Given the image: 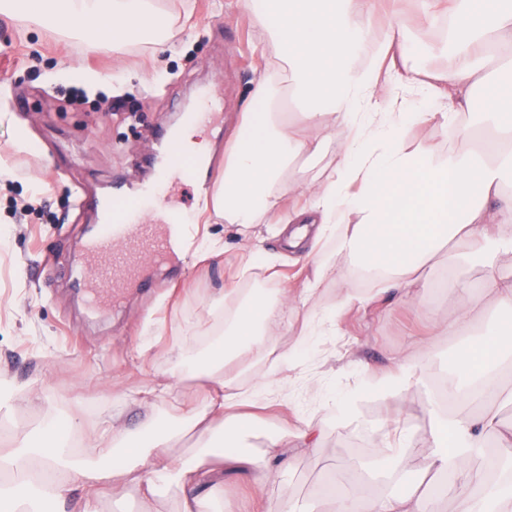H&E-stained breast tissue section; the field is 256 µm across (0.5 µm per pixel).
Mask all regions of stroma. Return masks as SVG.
Here are the masks:
<instances>
[{
    "mask_svg": "<svg viewBox=\"0 0 512 512\" xmlns=\"http://www.w3.org/2000/svg\"><path fill=\"white\" fill-rule=\"evenodd\" d=\"M160 6L177 17L192 14L189 23L173 24L165 52L143 41L92 49L35 26L23 36L15 20L0 15V112L11 113L34 144L17 149L12 128L0 127V156L11 169L0 178V391L8 397L7 420L25 431L40 428L47 415L63 429L79 423L80 434L88 435L106 422L131 430L148 413L173 420L202 408L211 382L192 366L223 336L240 302L258 289L299 290L307 283L308 262L296 260L281 237L265 234L260 224H224L208 206L198 210L201 223L181 271L170 276L143 267L151 287L130 285L118 303L88 313L84 290L69 270L96 217L74 209L73 195L82 190L106 196L118 176L130 182L153 178L142 161L158 150V131L175 127L198 88L211 81L223 88V108L218 127L204 136L211 181L220 183L224 142L238 133L244 104L272 51L238 0H161ZM389 25L413 39L426 68L447 70L443 22L424 18L421 0H400L398 13L374 20L371 40ZM83 68L100 72L106 83L83 85ZM210 237L221 240L223 252H207ZM451 248L448 242L440 248L427 280L382 294L352 257L337 255L335 240L324 242L318 254L336 258L340 274L322 282L317 307L332 308L349 295L369 302L348 312L339 333L309 339L305 311L289 307L287 326L271 325L264 348L243 354L248 369L237 381L248 385L283 364L288 352L299 353L292 388L256 410L262 435L255 445L270 436L279 444L266 459L264 480L252 467L206 459L209 478L200 495L222 496L224 512H266L285 496L318 510L329 474L378 492L364 467L399 420L412 428L399 453L405 479L413 481L433 449L426 413L430 385L411 388L400 399L367 392L357 402L358 425L346 427L306 388L324 383L351 392L363 368L381 377L414 354L430 356L432 374L449 369L462 338L448 334L446 323L474 303L492 301L480 285L486 272L481 260L449 266ZM252 252L273 258L274 272L262 268L238 277ZM160 382L170 384L169 393L143 402L144 391ZM314 420L322 427L315 447L281 434L282 426ZM181 498L173 486L146 508L128 489L104 494L96 508L179 512Z\"/></svg>",
    "mask_w": 512,
    "mask_h": 512,
    "instance_id": "stroma-1",
    "label": "stroma"
}]
</instances>
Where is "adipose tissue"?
I'll use <instances>...</instances> for the list:
<instances>
[{
  "mask_svg": "<svg viewBox=\"0 0 512 512\" xmlns=\"http://www.w3.org/2000/svg\"><path fill=\"white\" fill-rule=\"evenodd\" d=\"M238 2L274 52L271 74L250 93L240 134L224 144V181L213 201L218 218L228 224L274 225L294 250L336 238L339 252L384 282L404 281L428 269L444 241L512 252V203L501 201L505 188L512 187V79L494 78L485 70L494 55L512 63V0H422L427 17H448L453 65L437 73L417 63L413 43L393 27L384 32L371 62L361 63L368 42L365 19L380 0ZM0 15L83 34L92 44L167 40L157 0H0ZM402 90L420 95L424 110L406 111L398 96ZM285 100L301 104L302 121L276 111ZM463 111L479 115L486 146L476 145L472 134L442 156L428 144H407V126L437 119L454 130ZM335 138L343 146L331 173L296 187L294 161L318 157ZM341 224L346 227L342 233L337 230ZM336 272L333 264L313 263L308 286L298 296L310 334L336 330L347 309L365 303L351 295L336 308H317V288ZM485 284L494 296L495 316L454 358L458 409L433 406L428 411L434 445L429 467L441 482L405 494L397 450L388 444L380 455L389 490L375 497L357 488L324 490L336 512H440L448 474L457 476L466 491L459 512H479L485 499L492 502L491 512H512V477L506 487L494 488L472 463L486 438L496 433L512 462V432L501 434L499 418L500 405L512 403V393L494 386L495 376L512 360V270L489 268ZM278 319L266 294L242 302L203 363L216 386L188 423L147 419V432L136 442L103 424L87 443L86 459L74 455L54 426L20 433L16 448L0 453V512H42L44 503L64 504L76 488L82 491L83 512H96L105 489L130 487L148 503L172 484L183 492L181 512H210L211 502L197 493L199 458L220 454L250 464L266 457L250 442L255 423L243 420L239 409L286 391L287 378L273 373L244 390L225 378L235 372L243 352L263 347L266 327ZM426 370V358L412 356L390 376L364 375L361 385L395 398L420 385ZM479 401L481 411L464 414V407ZM187 426L197 429L203 444L193 458L177 462L169 443ZM107 445L113 448L111 466L91 462V455Z\"/></svg>",
  "mask_w": 512,
  "mask_h": 512,
  "instance_id": "adipose-tissue-1",
  "label": "adipose tissue"
}]
</instances>
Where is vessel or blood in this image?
Here are the masks:
<instances>
[{"instance_id":"obj_1","label":"vessel or blood","mask_w":512,"mask_h":512,"mask_svg":"<svg viewBox=\"0 0 512 512\" xmlns=\"http://www.w3.org/2000/svg\"><path fill=\"white\" fill-rule=\"evenodd\" d=\"M200 100L203 109L192 113L191 121L213 124L212 108L221 102L217 90L203 89ZM166 149L169 164L154 182L133 186L124 180L113 181L106 201L81 193L75 197L78 209L101 214L95 233L86 239L75 259L76 266L91 268L95 275L86 295L89 308L117 300L142 260H149L158 270L167 269L196 233L197 215L167 204V191L189 184L205 201L213 187L209 181L199 180L196 167L174 136H167Z\"/></svg>"}]
</instances>
